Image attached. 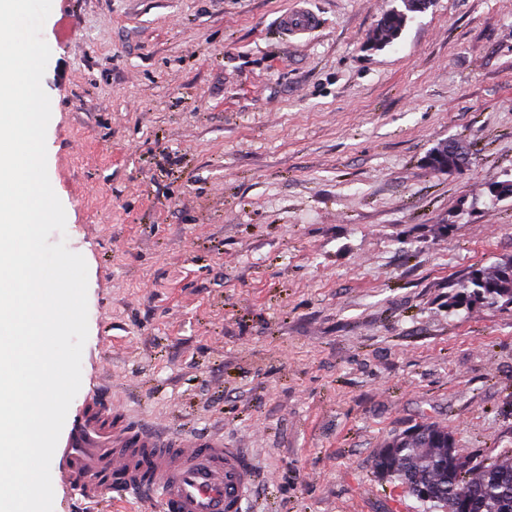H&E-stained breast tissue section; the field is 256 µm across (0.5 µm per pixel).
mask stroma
Wrapping results in <instances>:
<instances>
[{"instance_id":"obj_1","label":"stroma","mask_w":512,"mask_h":512,"mask_svg":"<svg viewBox=\"0 0 512 512\" xmlns=\"http://www.w3.org/2000/svg\"><path fill=\"white\" fill-rule=\"evenodd\" d=\"M52 0L47 170L88 267L86 393L223 430L248 512H423L371 461L448 426L512 451V307L449 310L512 256V0ZM306 7L315 31L283 35ZM472 145L462 173L425 164ZM447 225L437 234L436 225ZM428 0L407 1L398 8V13L388 11L372 32L371 42L376 47H385L398 40L412 14L424 12L429 8Z\"/></svg>"}]
</instances>
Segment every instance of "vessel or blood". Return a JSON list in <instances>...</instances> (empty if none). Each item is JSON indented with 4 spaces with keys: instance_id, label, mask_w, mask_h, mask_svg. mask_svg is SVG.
Returning <instances> with one entry per match:
<instances>
[{
    "instance_id": "b4317fda",
    "label": "vessel or blood",
    "mask_w": 512,
    "mask_h": 512,
    "mask_svg": "<svg viewBox=\"0 0 512 512\" xmlns=\"http://www.w3.org/2000/svg\"><path fill=\"white\" fill-rule=\"evenodd\" d=\"M281 24L303 34L315 19L299 9ZM57 454L61 481L79 500L146 495L160 512H243L254 481L251 464L223 433L142 425L99 387L86 395Z\"/></svg>"
}]
</instances>
